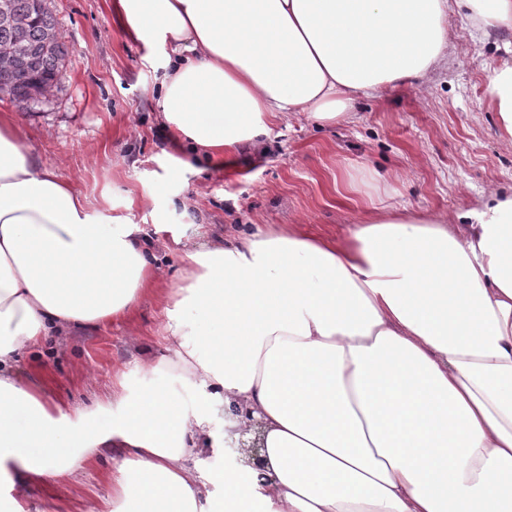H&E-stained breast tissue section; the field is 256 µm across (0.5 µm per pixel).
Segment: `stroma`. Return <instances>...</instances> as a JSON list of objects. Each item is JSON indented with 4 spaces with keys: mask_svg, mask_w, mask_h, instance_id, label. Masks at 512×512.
Masks as SVG:
<instances>
[{
    "mask_svg": "<svg viewBox=\"0 0 512 512\" xmlns=\"http://www.w3.org/2000/svg\"><path fill=\"white\" fill-rule=\"evenodd\" d=\"M48 7L67 49V77L35 105L0 99V112L18 114L33 154L58 166L100 220L138 225L160 269L120 320L49 337L17 363L23 383L69 411L153 379L150 365L166 353L169 295L188 272L182 245L259 227L341 243L371 202L453 218L484 191L512 194V148L484 95L512 31L475 34L449 13L450 58L423 85L361 98L350 119L333 124L272 121L264 157L238 153L220 166L196 158L176 176L156 104L168 72L163 51L130 40L111 0ZM111 470L103 459L76 482L30 474V512L92 504L111 512Z\"/></svg>",
    "mask_w": 512,
    "mask_h": 512,
    "instance_id": "stroma-1",
    "label": "stroma"
}]
</instances>
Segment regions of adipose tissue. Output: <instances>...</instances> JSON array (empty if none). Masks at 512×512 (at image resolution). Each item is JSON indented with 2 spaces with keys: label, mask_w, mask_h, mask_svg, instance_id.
Segmentation results:
<instances>
[{
  "label": "adipose tissue",
  "mask_w": 512,
  "mask_h": 512,
  "mask_svg": "<svg viewBox=\"0 0 512 512\" xmlns=\"http://www.w3.org/2000/svg\"><path fill=\"white\" fill-rule=\"evenodd\" d=\"M165 49L158 115L190 154L264 149L270 120L336 122L450 54L449 12L512 29V0H115ZM485 95L512 145V62ZM154 381L72 414L22 384L19 355L125 315L154 283L136 225L92 215L20 119L0 113V506L29 512L10 469L80 476L112 457L118 512H512V196L461 223L371 206L351 240L258 231L194 245ZM200 395L190 406L185 394ZM260 424L263 468L223 493L193 450L216 407Z\"/></svg>",
  "instance_id": "obj_1"
}]
</instances>
